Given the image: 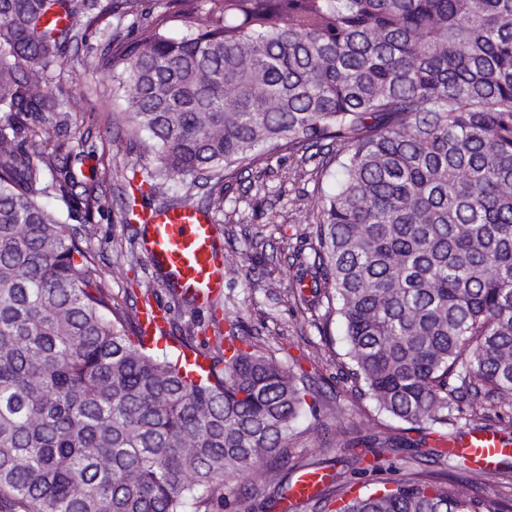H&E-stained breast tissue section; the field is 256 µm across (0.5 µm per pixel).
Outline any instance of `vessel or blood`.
<instances>
[{
  "label": "vessel or blood",
  "instance_id": "b4317fda",
  "mask_svg": "<svg viewBox=\"0 0 512 512\" xmlns=\"http://www.w3.org/2000/svg\"><path fill=\"white\" fill-rule=\"evenodd\" d=\"M138 222L144 228L140 246L171 288L200 307L223 291L224 249L209 214L189 205L153 207L143 210ZM137 326L145 344L159 342L165 328L164 309L157 305L142 308ZM448 446L483 473L494 471L500 457L512 455V444L480 427L453 437ZM327 478L321 469L303 472L291 491L294 500L308 498Z\"/></svg>",
  "mask_w": 512,
  "mask_h": 512
}]
</instances>
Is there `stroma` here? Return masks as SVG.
I'll use <instances>...</instances> for the list:
<instances>
[{"mask_svg": "<svg viewBox=\"0 0 512 512\" xmlns=\"http://www.w3.org/2000/svg\"><path fill=\"white\" fill-rule=\"evenodd\" d=\"M103 47L102 37L92 34L55 59L46 92L71 102V120L63 129L52 128L45 117L38 124L49 130L53 143L69 147L74 170L102 183L105 208L85 225L82 245L102 269L106 287L131 314L147 300L164 306L172 337L197 349H213L219 334L255 342L303 379L317 403L316 413H303L295 421L283 454L264 460L248 479L226 475L205 508L191 501L184 512H281L269 505L268 496L277 482L292 481L294 466L310 463L339 472L349 442L393 424L368 396L342 380L347 361L342 325L324 323L321 308L308 301L309 290L295 280V255L311 222L314 197L335 190L336 170L316 168L287 153L278 161L227 172L209 185L174 181L172 193L182 204L208 209L226 256L224 291L211 305L200 309L175 302L142 252L135 225L122 219L131 185L141 184L158 160L122 119L112 98V76L99 66ZM502 484L496 471L476 480L460 473L447 488L496 502Z\"/></svg>", "mask_w": 512, "mask_h": 512, "instance_id": "stroma-1", "label": "stroma"}]
</instances>
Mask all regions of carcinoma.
<instances>
[{"mask_svg":"<svg viewBox=\"0 0 512 512\" xmlns=\"http://www.w3.org/2000/svg\"><path fill=\"white\" fill-rule=\"evenodd\" d=\"M137 30L101 63L131 131L175 177L210 181L304 149L336 192L315 201L300 264L325 323L341 319L342 375L398 434L352 448L467 458L444 448L468 399L512 402V0H84ZM83 36L72 0H0V512H182L228 473L279 455L306 387L248 340L209 371L159 359L102 284L82 231L41 205L48 161L16 144L30 116L68 124L40 88ZM25 64L41 66L35 79ZM51 187L84 222L99 183ZM373 460H366V455ZM334 512H483L429 476L392 480Z\"/></svg>","mask_w":512,"mask_h":512,"instance_id":"carcinoma-1","label":"carcinoma"}]
</instances>
